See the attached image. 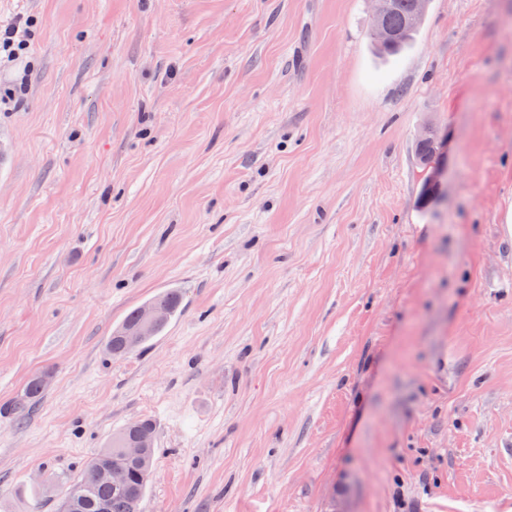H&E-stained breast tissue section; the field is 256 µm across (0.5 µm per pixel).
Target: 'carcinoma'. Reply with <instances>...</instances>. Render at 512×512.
<instances>
[{
    "label": "carcinoma",
    "instance_id": "obj_1",
    "mask_svg": "<svg viewBox=\"0 0 512 512\" xmlns=\"http://www.w3.org/2000/svg\"><path fill=\"white\" fill-rule=\"evenodd\" d=\"M413 2L414 0H391V6L382 19L372 21L374 26L379 23L385 25L394 35L390 44L371 38L380 55H396L413 43L423 22L421 18L416 21L411 19ZM438 140L439 133L432 127L428 130L427 137L417 140L416 143L417 164L423 172V196L427 200L437 193L435 184L429 182V175L440 160ZM151 304L162 313V319L152 335H132L141 319L142 307L139 306L126 315L121 326L110 337L108 348L112 355H126L143 348L181 313V296L176 291L157 296L151 300ZM45 379L43 374L31 376L21 392L8 402L6 409L17 416L23 415L42 396ZM154 434L155 427L148 419L135 421L114 434L109 448L92 459L80 477L66 490L60 508L67 512H141V502L152 470L154 449L143 448L137 457L128 456L125 449L132 442L147 443L154 439ZM114 467L122 468L127 473L126 483L121 488L112 486L108 478L109 471Z\"/></svg>",
    "mask_w": 512,
    "mask_h": 512
}]
</instances>
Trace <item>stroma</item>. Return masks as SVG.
<instances>
[{
  "instance_id": "35a3bbf8",
  "label": "stroma",
  "mask_w": 512,
  "mask_h": 512,
  "mask_svg": "<svg viewBox=\"0 0 512 512\" xmlns=\"http://www.w3.org/2000/svg\"><path fill=\"white\" fill-rule=\"evenodd\" d=\"M0 512L157 430L143 512H512V0H0ZM446 138L420 204L414 142ZM169 288L143 351L113 328ZM414 0H392L389 10L384 14L381 20L373 19L370 32L371 42L376 51L382 56H393L408 48L414 41L424 20L425 14L417 21H412ZM427 0H416L414 10L416 15H422L427 8ZM378 23L385 25L394 35L391 44H383L381 41L392 39L391 33L386 29L377 26ZM376 27V28H375ZM30 17L16 16L6 25H0V62L18 60L30 48L27 29L32 26ZM147 304L155 305L162 313V319L153 331L155 324L160 319V313L155 307H146L143 312L141 324L136 330V336L130 334L137 328L142 314V309ZM181 313V296L177 291L165 292L142 306L131 310L124 318L121 326L113 332L108 341V348L112 355H126L136 349L143 348L156 336H159ZM152 333V336H147ZM124 350V351H117ZM47 377L45 374L32 375L22 388L21 392L11 399L6 409L17 416H22L44 392L43 382ZM49 380H45V390L49 387Z\"/></svg>"
}]
</instances>
